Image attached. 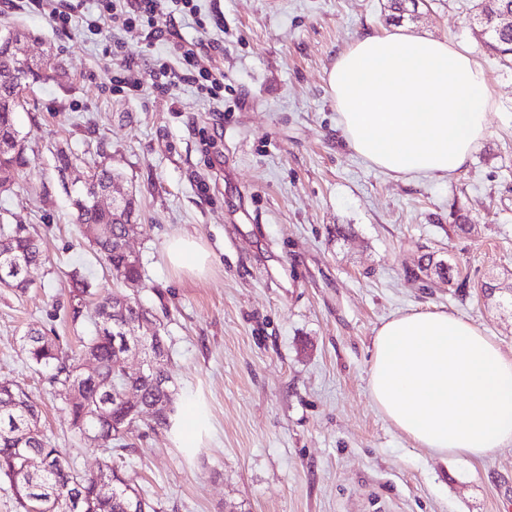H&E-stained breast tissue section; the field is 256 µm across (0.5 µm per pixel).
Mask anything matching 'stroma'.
Listing matches in <instances>:
<instances>
[{
  "instance_id": "obj_1",
  "label": "stroma",
  "mask_w": 512,
  "mask_h": 512,
  "mask_svg": "<svg viewBox=\"0 0 512 512\" xmlns=\"http://www.w3.org/2000/svg\"><path fill=\"white\" fill-rule=\"evenodd\" d=\"M198 6L207 20L223 12V29L178 16L176 39L152 45L137 30L89 33L84 19L60 30L28 0L0 16V33L34 31L30 57L56 63L22 93L30 164L0 191V224L28 225L48 258L26 292L0 288V383L24 387L51 443L96 472L101 452L71 435L64 396L22 341L36 328L77 345L66 315L73 270L95 293L114 287L73 220L54 168L61 147L74 176L107 165L123 175L117 191L136 192L129 247L143 265L141 297L170 348L178 415L200 413L192 443L181 428H149L147 411L125 439V470L158 512H512V447L484 462L431 455L368 391L376 331L396 314L454 313L512 355V69L474 36L469 0H421L399 22L386 0ZM398 27L451 42L484 70L487 133L451 176L394 175L344 142L327 73L364 34ZM178 40L200 43L205 66L223 69L222 112L184 81L112 94L114 42L176 70ZM454 207L469 232L449 224ZM179 234L207 250L206 274L164 261ZM426 253L451 260L467 288L409 279Z\"/></svg>"
}]
</instances>
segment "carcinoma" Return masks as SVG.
Returning a JSON list of instances; mask_svg holds the SVG:
<instances>
[{
    "mask_svg": "<svg viewBox=\"0 0 512 512\" xmlns=\"http://www.w3.org/2000/svg\"><path fill=\"white\" fill-rule=\"evenodd\" d=\"M472 10L479 19V35L486 48L504 62H512V29L499 31L490 23L484 0H474ZM15 71V60L0 50V183H12L19 169L27 165L24 145L15 121L16 109L10 100V77ZM76 223L110 224L112 231L123 232L122 221L136 210V199L129 196L123 209L114 213L102 210L92 203V190L85 187L72 198ZM8 235L10 246L21 253L27 262L38 265L44 260L39 240L22 226H0V237ZM94 248L109 265L112 276L121 281L141 283V262L126 255L118 241L102 239ZM20 270L0 259V285L25 290L18 281ZM70 318L73 325L85 319L87 297L93 295L88 278L73 274L71 281ZM29 359L38 368L49 371L51 385L67 389L80 386V397L66 402L70 429L74 435L85 438L89 429L97 430V446L106 457L97 473L82 474L66 461L59 449L46 440L36 401L21 386H11L17 404L5 408L4 390L0 388V476L8 479L20 512H29L33 499L42 500L46 512H157L151 501L118 466L112 463V450L124 449L125 437L137 425L144 409H155L152 423L156 428H171L175 424L177 386L163 369L145 372L132 381L142 392L140 405L129 406L120 398L124 381L112 366V353L121 344L112 326L96 318L93 331L80 337V348L68 351L61 347L57 337L45 336L29 330L25 336ZM98 362L96 378L87 376L83 363L87 356ZM112 481V494L100 497L95 485L100 478Z\"/></svg>",
    "mask_w": 512,
    "mask_h": 512,
    "instance_id": "cac0c4a2",
    "label": "carcinoma"
}]
</instances>
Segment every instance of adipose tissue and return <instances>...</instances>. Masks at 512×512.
<instances>
[{
  "instance_id": "obj_1",
  "label": "adipose tissue",
  "mask_w": 512,
  "mask_h": 512,
  "mask_svg": "<svg viewBox=\"0 0 512 512\" xmlns=\"http://www.w3.org/2000/svg\"><path fill=\"white\" fill-rule=\"evenodd\" d=\"M347 146L393 174L446 177L483 139V70L455 45L402 29L367 34L328 72ZM370 397L417 447L482 461L512 447V355L443 311L398 314L373 342Z\"/></svg>"
}]
</instances>
